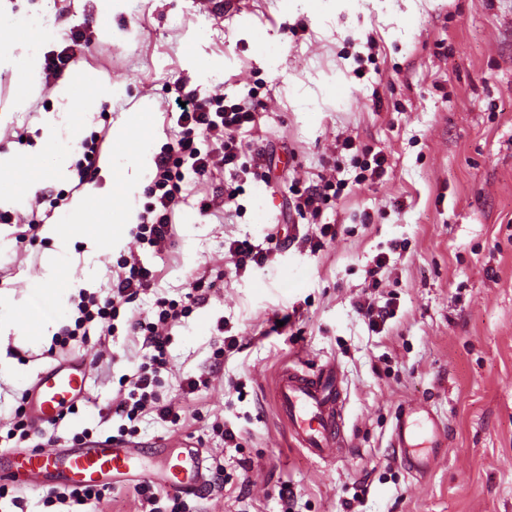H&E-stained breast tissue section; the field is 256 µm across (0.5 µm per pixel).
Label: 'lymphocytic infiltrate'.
<instances>
[{"mask_svg":"<svg viewBox=\"0 0 512 512\" xmlns=\"http://www.w3.org/2000/svg\"><path fill=\"white\" fill-rule=\"evenodd\" d=\"M185 102L177 116L175 138L155 157L156 174L148 188L150 201L132 230L140 244L154 249L161 247L172 235L171 214L179 190L173 181V169H180L198 182L209 178L217 162L221 161L228 165L231 179H238L245 172L239 164L245 150L240 134L256 122L254 107L244 101L228 104L220 97L202 99L189 93ZM216 131L223 132L224 139L219 148L214 149L209 141ZM153 283L152 270L136 261H123L106 297L99 299L89 295L81 298L77 305L76 327L98 319L102 322L101 336H114V320L120 307L140 293L151 290ZM156 306V321L148 322L137 316L127 321V334L139 345L141 362L131 375L126 376V389L120 392L113 408L114 415L123 420L135 421L149 407L160 421L167 422L172 417L171 407L160 403L156 394L159 372L166 365L169 344L161 329L176 322L185 314L186 308L164 298L157 299Z\"/></svg>","mask_w":512,"mask_h":512,"instance_id":"lymphocytic-infiltrate-1","label":"lymphocytic infiltrate"}]
</instances>
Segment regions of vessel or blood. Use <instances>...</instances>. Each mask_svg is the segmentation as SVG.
Wrapping results in <instances>:
<instances>
[{"instance_id":"1","label":"vessel or blood","mask_w":512,"mask_h":512,"mask_svg":"<svg viewBox=\"0 0 512 512\" xmlns=\"http://www.w3.org/2000/svg\"><path fill=\"white\" fill-rule=\"evenodd\" d=\"M90 365L66 356L40 370L33 381L27 414L36 427L50 425L61 409L89 396ZM343 376L335 363L311 369L300 362L283 364L275 380L280 417L288 424L294 447L319 461L335 459L348 445L343 420ZM442 426L433 415L410 409L400 415L392 433L396 460L411 473L426 474ZM160 468L150 467L143 449L119 442H90L77 448H38L7 452L0 480L39 483L55 477L57 484L98 485L107 477L134 476L176 493L197 494L206 486L204 457L198 443L185 436L175 443Z\"/></svg>"}]
</instances>
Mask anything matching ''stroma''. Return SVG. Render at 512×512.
I'll return each mask as SVG.
<instances>
[{"instance_id":"1","label":"stroma","mask_w":512,"mask_h":512,"mask_svg":"<svg viewBox=\"0 0 512 512\" xmlns=\"http://www.w3.org/2000/svg\"><path fill=\"white\" fill-rule=\"evenodd\" d=\"M17 37L28 15L52 23L40 57L77 42L63 78L0 71V152L17 174L0 176V293L26 301L57 247L22 241L29 221L57 223L77 196V173L61 179L51 155L35 153L42 118L59 112L60 83L77 94L96 79L121 96L93 99L81 129L60 127L72 160L81 142L114 131L143 108L154 116L153 152L174 138L175 83L197 97L247 99L261 115L251 143L266 158L240 182L242 214H203L202 199L223 193L229 176L184 181L162 251L125 241L94 258V296L112 287L117 263L136 256L155 270L153 291L120 310L114 340H68L76 309L55 330L66 341L9 338L0 370V411L10 412L53 359L90 360V398L59 428V446L89 431L117 434L111 413L120 382L140 357L126 318H154V302L183 301L192 286L207 299L171 329L157 393L177 423L140 416L126 441L160 456L194 437L206 464L222 465L224 486L186 496L189 512H512V0H10ZM221 66L218 82L201 64ZM26 102H19V90ZM386 157L385 174L356 183L345 140ZM339 168L336 197L319 215H298L299 193ZM266 211L267 223L257 221ZM335 224L334 240L319 229ZM230 240L266 252L264 268L236 273ZM386 253L378 287L366 271ZM389 315L370 327L359 309ZM234 337L228 349L225 337ZM55 338V339H56ZM335 362L345 380L349 448L329 463L292 448L273 389L292 358ZM22 372L23 380L12 378ZM207 386L189 389L190 380ZM427 406L446 438L424 476L394 460L399 411ZM232 429L225 443L222 429Z\"/></svg>"}]
</instances>
